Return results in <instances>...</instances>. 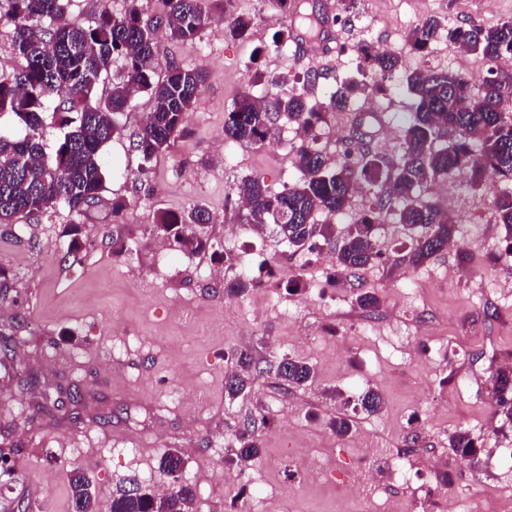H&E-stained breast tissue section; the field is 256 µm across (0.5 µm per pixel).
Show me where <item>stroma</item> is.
<instances>
[{
	"mask_svg": "<svg viewBox=\"0 0 512 512\" xmlns=\"http://www.w3.org/2000/svg\"><path fill=\"white\" fill-rule=\"evenodd\" d=\"M251 17L245 35L206 24L193 46L159 39L155 72L168 62L201 71L199 101L169 150L143 164L132 143L152 103L137 95L116 114L117 134L105 149L107 176L99 201L82 213L66 206L18 227L0 228V268L10 280L0 290V446L12 449L11 474H0V512L17 501L30 512H71L69 475L78 467L96 489V512H109L113 490L127 478L155 488L158 461L181 449L185 474L207 461L215 476L193 512H351L358 503L349 474L366 435L380 438L391 465L417 449L446 451L449 435L465 428L480 452L470 463L448 454L447 465H414L411 486L429 501L448 492L456 512H498L512 424L491 401V376L512 359V258L490 206L503 188L489 175L480 189L464 176L423 189L440 206H453L459 237L480 249L451 247L419 267L406 258L408 237L396 207L381 214L380 262L334 278L330 244L293 250L271 230L255 231L244 211L226 198L241 180L262 176L271 191L300 178L294 156L296 125L281 119L265 144L224 140V114L241 92L257 97L305 92L322 99L345 81L364 83L348 107L330 113L320 144L331 162L371 150L399 158L401 124L414 101L405 77L425 67L456 70L444 42L420 54L412 30L429 16L448 28L493 25L512 19V0H356L348 24L327 55L303 57L304 29L287 56L273 45L290 25L270 0H235ZM380 44L402 68L388 98L377 95V76L351 47ZM264 69L279 85L257 81ZM124 208L113 213V201ZM213 216L209 248L188 253L164 246L152 226L158 212L193 206ZM81 227L80 247L69 250L62 232ZM244 268L255 285L240 297L224 292L217 267ZM323 283L322 294L305 283ZM359 292L379 299L375 311L355 303ZM233 351L257 361L286 355L312 365L313 383L284 390L274 375L254 374L245 396L228 399L224 380ZM464 386H457L458 378ZM374 389L379 412H364L359 396ZM79 390L74 415L36 413L43 394ZM265 415L262 458L244 467L245 481L225 477L228 444L245 420ZM352 420L339 437L330 423ZM332 463L334 475L316 483L305 469Z\"/></svg>",
	"mask_w": 512,
	"mask_h": 512,
	"instance_id": "1",
	"label": "stroma"
}]
</instances>
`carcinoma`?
Instances as JSON below:
<instances>
[{
	"instance_id": "carcinoma-1",
	"label": "carcinoma",
	"mask_w": 512,
	"mask_h": 512,
	"mask_svg": "<svg viewBox=\"0 0 512 512\" xmlns=\"http://www.w3.org/2000/svg\"><path fill=\"white\" fill-rule=\"evenodd\" d=\"M94 24L71 22L63 0H0V21L13 30V50L20 67L0 76V116L7 114L26 128L21 138L0 134V224L10 218L38 217L59 205L81 213L96 204L106 180L103 147L117 132L114 114L123 111L141 93L149 94L152 110L134 140V149L149 163L163 153L182 131L187 112L197 98L203 74L174 62L167 64L162 80H154L158 43L155 33L192 46L199 31L210 21H222L233 34L244 35L251 25L247 17L233 13L234 0H159L160 12L145 20L131 0L121 16L113 15L106 0H95ZM474 55L486 69L485 82L468 90L461 75L450 71L421 70L407 77L415 102L403 121L401 155L387 164L365 151L332 165L319 145L318 129L327 115L346 109L358 90L351 82L342 85L321 102H311L302 93L272 95L266 99L245 92L224 113V139L238 144H257L274 136L281 117L297 125L301 144L295 153L298 182L273 193L258 176L234 188L246 203L245 221L258 230L273 226L288 245L313 247L318 239L335 237L332 224L317 216H335L351 207L357 188L364 186L376 198L377 207L360 214L356 224L334 243L336 273L350 275L381 259L376 250V232L385 204L400 201L398 222L412 242L408 261L419 266L448 248L458 232L448 223L439 205L422 195L425 185L464 172L469 186L477 190L487 173L502 177L505 186L492 202L495 223L505 229L508 252H512V74L494 69L498 58L512 54V20L485 27L464 24L445 29L431 16L411 33L415 50L425 52L438 35ZM364 61L382 78L401 69L393 53H374L361 47ZM124 61L123 76L112 84L106 97L98 96L100 83L108 77L112 61ZM71 131L64 134L52 154H47L40 130L44 114ZM212 223V215L194 207L180 214L162 211L153 230L181 251L195 253L206 248L200 230ZM237 371L224 383L231 398L245 392L251 369L272 373L292 388L310 385L314 370L308 363L281 356L265 365L246 352H233ZM498 412L512 422V368H499L492 375ZM258 423L250 421L233 438L234 449L225 462L242 467L260 457ZM449 448L462 458L477 454L469 431L457 430L448 439ZM159 471L170 481L169 491L155 497L132 480L112 493L110 512H189L194 486L183 478L182 452L173 448L159 461ZM72 512H94L96 492L89 477L71 470Z\"/></svg>"
}]
</instances>
